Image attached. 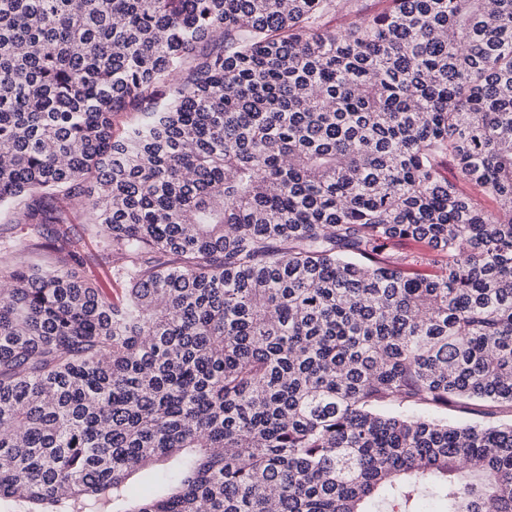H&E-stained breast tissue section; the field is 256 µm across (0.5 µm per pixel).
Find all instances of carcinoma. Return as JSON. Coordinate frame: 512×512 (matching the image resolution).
Returning a JSON list of instances; mask_svg holds the SVG:
<instances>
[{"label":"carcinoma","instance_id":"1","mask_svg":"<svg viewBox=\"0 0 512 512\" xmlns=\"http://www.w3.org/2000/svg\"><path fill=\"white\" fill-rule=\"evenodd\" d=\"M390 2L0 0V209L60 254L0 267V502L512 512V420L443 416L512 412V0ZM388 3L389 2L386 0H358L351 11L347 9L346 12H336L326 16L324 18L325 27L330 30H334L335 28L337 29L350 18L382 11L388 6ZM74 224H71L74 237L81 244L80 263L76 269L80 276L95 282L106 292L115 293L121 288L112 278V268L103 257L105 237L102 233L95 234L85 230L88 225L87 216L81 210H74ZM489 409L490 408L486 407L485 403L473 402L469 408L461 409L458 411H451L449 412L448 416L460 424L482 422L487 420L510 421V419H512V414L510 413H498L494 416V418L485 417L483 413L487 412Z\"/></svg>","mask_w":512,"mask_h":512}]
</instances>
